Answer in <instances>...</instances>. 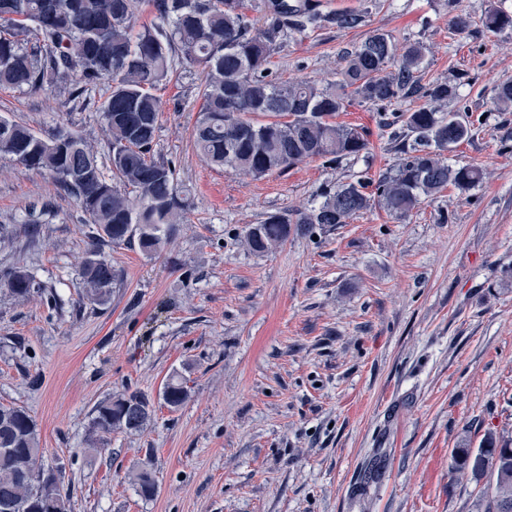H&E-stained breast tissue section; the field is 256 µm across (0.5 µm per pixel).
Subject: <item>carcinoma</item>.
<instances>
[{
	"label": "carcinoma",
	"mask_w": 512,
	"mask_h": 512,
	"mask_svg": "<svg viewBox=\"0 0 512 512\" xmlns=\"http://www.w3.org/2000/svg\"><path fill=\"white\" fill-rule=\"evenodd\" d=\"M244 0H0V88L39 90L70 85L81 96L99 82L110 85L101 103L112 144V176L79 134L59 128L42 137L22 122L0 118V159L48 173L72 195L93 225L91 248L80 265L83 299L107 301L120 274L101 247L132 244L147 256L159 253L184 221L189 205L169 163L152 147L161 102L153 93L171 79L172 54L180 52L204 77L202 105L194 128L196 147L214 165L262 179L316 158L326 163L358 156L368 148L364 131L340 124L336 115L350 97L374 105L404 98L423 104L394 114L412 142L403 157L368 191L369 183H341L304 211L273 213L248 226L243 244L263 254L291 232L314 224H345L377 205L403 216L422 200L448 187L468 190L483 178L474 165L448 164L445 152L471 137L473 123L443 106L457 96L446 82L421 83L425 47H402L377 29L346 53L336 82L284 81L269 63L287 31L305 32L323 21L353 29L365 12L345 10L326 18L309 0H274L273 13L251 19ZM151 19L143 21L140 14ZM488 31L512 28V13L489 9ZM498 109H512V79L497 84ZM0 288L26 299L38 289L27 269L16 266L0 277ZM188 398L183 382L171 377L162 391L176 410ZM153 403L139 392L100 401L93 410L87 447L99 448L114 431L148 427ZM36 423L22 406L0 405V512H70L60 480L45 470ZM452 474L484 484L485 512L512 507V448L488 432L477 448L455 449ZM139 494L152 498L158 484L143 466L132 474Z\"/></svg>",
	"instance_id": "obj_1"
}]
</instances>
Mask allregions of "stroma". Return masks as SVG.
<instances>
[{"label": "stroma", "instance_id": "1", "mask_svg": "<svg viewBox=\"0 0 512 512\" xmlns=\"http://www.w3.org/2000/svg\"><path fill=\"white\" fill-rule=\"evenodd\" d=\"M315 3L325 18L359 8L366 21L285 33L273 72L323 86L374 30L423 42V82L458 84L448 108L474 121L448 161L485 177L401 218L373 207L251 253L248 225L393 168L400 155L382 121L418 102L353 100L336 120L366 130L365 152L255 180L196 148L202 74L178 57L156 91L153 150L189 194L187 222L152 257L103 246L121 282L91 305L78 275L85 215L49 174L0 160V273L23 265L43 289L27 300L0 292V404L32 415L71 512H485L479 486L450 470L461 440L479 447L489 429L512 440V112L495 103L512 79V28L482 27L491 0ZM460 16L470 28L458 37ZM107 92L100 84L78 102L64 89L0 88V115L42 135L82 134L104 158ZM175 374L189 398L172 410L161 394ZM133 391L154 403L147 429L85 453L94 407ZM144 463L158 484L150 499L130 480Z\"/></svg>", "mask_w": 512, "mask_h": 512}]
</instances>
